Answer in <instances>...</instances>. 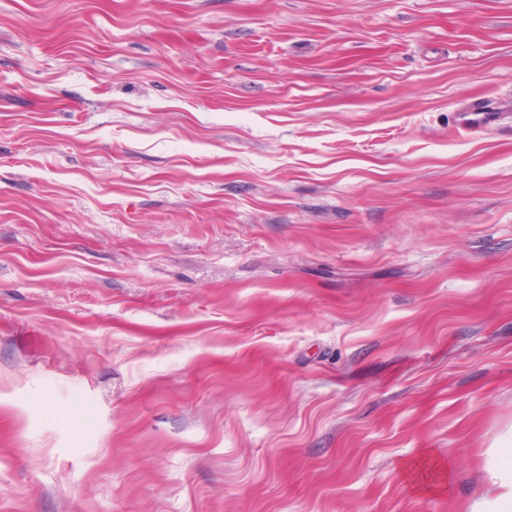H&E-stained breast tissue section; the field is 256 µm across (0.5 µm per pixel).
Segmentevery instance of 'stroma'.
<instances>
[{"label": "stroma", "mask_w": 512, "mask_h": 512, "mask_svg": "<svg viewBox=\"0 0 512 512\" xmlns=\"http://www.w3.org/2000/svg\"><path fill=\"white\" fill-rule=\"evenodd\" d=\"M512 0H0V512H470L512 438Z\"/></svg>", "instance_id": "stroma-1"}]
</instances>
